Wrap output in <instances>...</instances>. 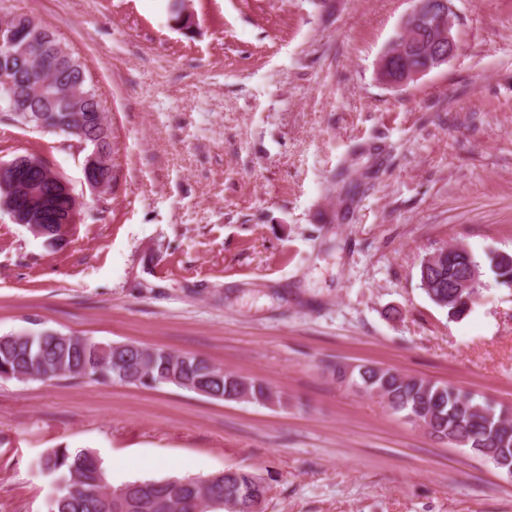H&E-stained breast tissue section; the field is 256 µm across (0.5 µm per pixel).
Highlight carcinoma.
Masks as SVG:
<instances>
[{
  "label": "carcinoma",
  "mask_w": 512,
  "mask_h": 512,
  "mask_svg": "<svg viewBox=\"0 0 512 512\" xmlns=\"http://www.w3.org/2000/svg\"><path fill=\"white\" fill-rule=\"evenodd\" d=\"M79 74H67L68 85H79L93 102L73 103L65 90L53 85L40 86L32 100L39 109L48 111L50 125L66 134L81 126L85 112L100 101L87 80L85 66L79 58ZM71 195L57 192L45 203L47 211L61 216L73 207ZM495 281L512 287V262L498 252L486 255ZM477 262L471 251L461 248L450 262L429 271L428 298L447 310L448 318L468 314L480 295L481 285L459 288L460 270ZM337 378L384 399L396 412L405 413L412 422L422 421L433 437L456 448H467L485 460L497 459L499 469L512 466V434L505 436L498 427L512 428V413L498 410L492 403L475 394L431 379L401 374L376 365L336 364ZM151 375L158 385L188 389L195 383L208 382L211 371L206 359L172 353L163 348L145 347L118 364L112 361V344L96 342L84 336L54 331L0 335V379L19 382L51 381L57 378H80L97 383L128 386L144 385L142 377ZM273 389L247 376L224 375V400L233 401L247 394L262 404ZM39 469L56 482V493L50 501V512H251L249 488L266 493L269 486L261 476L243 470H228L200 477L132 480L112 486L102 462L84 449L57 448L38 462Z\"/></svg>",
  "instance_id": "carcinoma-1"
}]
</instances>
